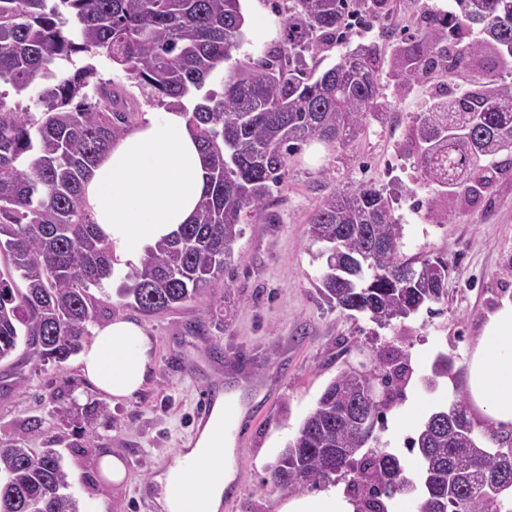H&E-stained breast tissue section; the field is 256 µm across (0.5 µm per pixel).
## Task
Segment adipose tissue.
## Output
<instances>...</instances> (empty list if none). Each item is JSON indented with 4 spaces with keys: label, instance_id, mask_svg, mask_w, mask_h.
I'll list each match as a JSON object with an SVG mask.
<instances>
[{
    "label": "adipose tissue",
    "instance_id": "adipose-tissue-1",
    "mask_svg": "<svg viewBox=\"0 0 512 512\" xmlns=\"http://www.w3.org/2000/svg\"><path fill=\"white\" fill-rule=\"evenodd\" d=\"M206 188L205 170L186 116L176 110L147 113L113 142L88 176L83 204L112 246L114 267L139 265L146 249L191 223ZM152 341L138 322L117 316L96 326L79 356L81 370L101 393L120 401L147 382ZM466 389L474 421L492 430L512 429V303L488 314L466 361ZM224 402L216 400L194 443L181 449L157 478L163 512H183L178 484L194 488L197 512H220L235 474L224 465ZM196 461L188 473L186 461ZM342 489L288 498L277 512H356Z\"/></svg>",
    "mask_w": 512,
    "mask_h": 512
}]
</instances>
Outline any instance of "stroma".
<instances>
[{"mask_svg":"<svg viewBox=\"0 0 512 512\" xmlns=\"http://www.w3.org/2000/svg\"><path fill=\"white\" fill-rule=\"evenodd\" d=\"M288 6L289 0H242L243 53L256 58L278 42ZM425 8L447 11L448 0H388L382 15H361L340 40L305 54L307 70H325L360 43H396L415 29ZM476 77L473 71L441 74L402 94L386 83V120H368L364 133L344 147L323 144L315 160L309 144H301L288 158V173L265 218L247 225L237 241L241 260L233 278L213 281L202 301L147 316L113 297L101 321L114 315L134 319L153 341L150 377L131 398L111 403L85 381L73 358L60 366L1 362L0 438L23 436L27 447L55 449L80 512H151L141 499L144 484L154 478L150 463L166 467L179 448L196 439L203 389L235 393L242 411L255 419L232 447L239 457L237 484L221 512H275L284 494L266 485L267 465L296 434L324 387L341 371L374 369L378 348L395 334L394 327H378L364 315L329 308L317 294L324 261L320 244L309 237V219L325 197L350 182L374 186L388 199L402 226L401 259L448 261L446 293L433 313L404 322L413 368L405 402L430 410L446 402L445 381L432 389L421 381L437 353L453 357L452 382L464 388L466 355L484 320L512 301V176L499 179L477 202L448 199L447 223H433L425 206L433 192L417 180L409 130L437 84L462 88ZM73 403L106 406L116 427L91 428L82 416L60 419L57 409ZM107 453L125 465L122 485L99 478L97 464Z\"/></svg>","mask_w":512,"mask_h":512,"instance_id":"obj_1","label":"stroma"}]
</instances>
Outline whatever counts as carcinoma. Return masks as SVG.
<instances>
[{
  "label": "carcinoma",
  "instance_id": "cac0c4a2",
  "mask_svg": "<svg viewBox=\"0 0 512 512\" xmlns=\"http://www.w3.org/2000/svg\"><path fill=\"white\" fill-rule=\"evenodd\" d=\"M280 41L259 58H234L244 39L241 0H0V362L23 358L62 365L82 348L112 304V246L82 203L87 174L112 141L136 124L137 99L101 73L106 57L135 80L149 102L177 108L195 133L206 191L194 221L144 254L124 275L120 295L146 315L200 302L212 280L233 275L243 225L257 221L286 176L288 155L320 140L343 147L380 102L382 51L360 43L320 74L300 69L315 44L336 41L354 10L379 13L387 0H290ZM478 37L465 43L463 31ZM512 0H451L424 9L417 32L392 47L388 77L398 93L441 71L479 67L483 79L436 89L411 129L415 166L436 196L426 203L445 223L440 201H471L512 173ZM224 72L222 91L198 95ZM43 80L35 106L19 96ZM323 244L318 290L333 308L357 311L384 328L432 312L444 295L448 261L399 260L401 226L381 192L348 183L309 222ZM96 293H91V290ZM405 337L379 350L374 372H340L296 435L269 466V483L286 493L351 473L346 493L360 512H391L412 483L416 512H512V432L481 433L466 392L430 413L408 451L370 446L412 378ZM438 353L432 377L451 376ZM376 381L388 398L367 401ZM69 474L52 450L0 441V512H77Z\"/></svg>",
  "mask_w": 512,
  "mask_h": 512
}]
</instances>
